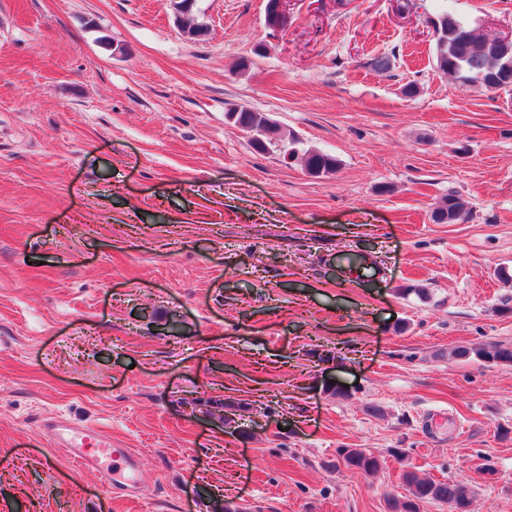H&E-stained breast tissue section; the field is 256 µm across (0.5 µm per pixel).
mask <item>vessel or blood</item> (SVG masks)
<instances>
[{
	"label": "vessel or blood",
	"instance_id": "vessel-or-blood-1",
	"mask_svg": "<svg viewBox=\"0 0 512 512\" xmlns=\"http://www.w3.org/2000/svg\"><path fill=\"white\" fill-rule=\"evenodd\" d=\"M46 435L53 447L61 449L81 470L100 476L105 490L130 492L140 481V467L130 449L101 438L97 428L49 424Z\"/></svg>",
	"mask_w": 512,
	"mask_h": 512
}]
</instances>
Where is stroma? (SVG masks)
Instances as JSON below:
<instances>
[{
    "mask_svg": "<svg viewBox=\"0 0 512 512\" xmlns=\"http://www.w3.org/2000/svg\"><path fill=\"white\" fill-rule=\"evenodd\" d=\"M266 3L0 0V512H386L408 467L512 512V365L447 356L512 345V99L437 71L424 25L492 35L512 0H289L277 35ZM451 191L469 218L435 223ZM54 419L133 449L138 488L104 493ZM233 107L225 112L227 120L236 127L252 133V145L255 150L266 151L267 144H271L268 135L275 134L278 131L275 123L264 112L240 105H234ZM301 160L308 174L316 177L331 175L339 166L334 155L322 151H306ZM334 466H344L351 470L371 475L378 472L381 460L359 448H339L336 451V463Z\"/></svg>",
    "mask_w": 512,
    "mask_h": 512,
    "instance_id": "35a3bbf8",
    "label": "stroma"
}]
</instances>
